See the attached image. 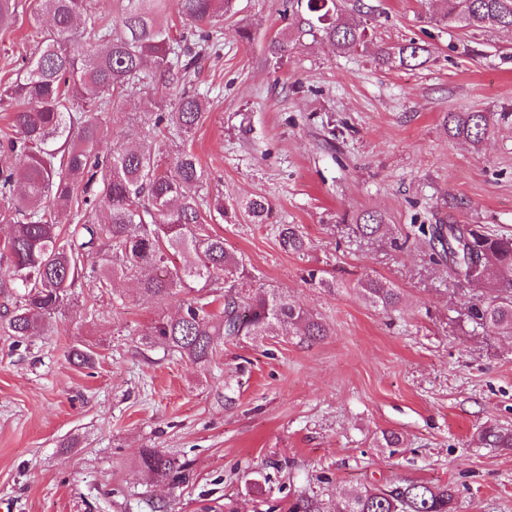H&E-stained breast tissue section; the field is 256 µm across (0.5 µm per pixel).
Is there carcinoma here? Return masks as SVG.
Segmentation results:
<instances>
[{
	"mask_svg": "<svg viewBox=\"0 0 512 512\" xmlns=\"http://www.w3.org/2000/svg\"><path fill=\"white\" fill-rule=\"evenodd\" d=\"M112 21L91 17L88 0H39L34 21L48 15L50 31L41 36L22 74L0 90L15 107L17 137L3 145L13 161L0 164V221L10 234L0 245V294L11 301L0 314V328L23 339L49 324L67 304L73 289L89 286L109 291L120 279L137 281L145 296L164 301L185 288L224 290L223 308L212 312L207 295L186 303L174 318L160 319L150 332L158 343L192 362L206 365L228 341L258 339L297 327L309 339L328 335L326 324L295 305L281 289L254 290L243 259L206 230L224 217V199L201 197L209 174L198 157L182 148L161 161L150 144L114 151L106 146L100 115L119 112L148 83L166 87L180 80L209 40L202 30L192 41L173 33L171 13L199 26L234 13L235 0H117ZM305 6L309 31H317L342 53L365 49L367 27L342 16L337 0H288V8ZM472 31L512 33V0H448L436 18ZM77 36L79 55L67 42ZM427 53L418 42L384 48L383 65L415 67ZM205 112L202 99L183 93L167 112L151 116L153 127L189 138ZM448 133L481 142L491 128L481 111L450 112ZM68 213V232L55 213ZM272 207L260 196L243 205L253 224H264ZM383 217H356L359 232L378 235ZM283 249H306L293 224L280 229ZM431 239L448 254V265L465 279L486 273L490 296L471 305L481 328L512 336V239L458 224L431 226ZM374 306L394 308L401 292L378 278L358 284ZM485 444L512 448V433L483 431ZM140 467L154 481L176 483L183 465L157 449L141 452ZM287 512H325L313 496L300 495ZM336 512H456V494L448 484L408 481L367 488L350 495Z\"/></svg>",
	"mask_w": 512,
	"mask_h": 512,
	"instance_id": "carcinoma-1",
	"label": "carcinoma"
}]
</instances>
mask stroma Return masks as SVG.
<instances>
[{"label": "stroma", "mask_w": 512, "mask_h": 512, "mask_svg": "<svg viewBox=\"0 0 512 512\" xmlns=\"http://www.w3.org/2000/svg\"><path fill=\"white\" fill-rule=\"evenodd\" d=\"M16 3L0 26V84L36 38V0ZM357 3L370 45L345 54L284 0H237L183 81L103 117L113 149L154 138L168 155L182 144L145 116L185 90L204 97L185 145L210 174L206 193L224 196L211 231L329 335L233 341L202 366L147 338L192 291L158 302L129 280L75 289L48 330L0 334V512H224L228 497L267 512L302 493L335 512L348 494L406 480L450 484L458 512H512V448L480 436L512 430V336L475 324L487 285L457 277L418 230L512 236V33L439 24L440 0L344 5ZM275 39L288 43L279 59ZM409 40L427 46L423 66L378 64L380 47ZM475 110L491 115L488 137H450L447 114ZM256 195L268 223L238 214ZM364 211L383 216L382 236L358 232ZM282 224L305 251L282 248ZM368 276L399 288L402 306L370 305L357 289ZM75 346L93 350V367L69 360ZM390 432L399 447H385ZM145 448L185 463V480H146Z\"/></svg>", "instance_id": "stroma-1"}]
</instances>
